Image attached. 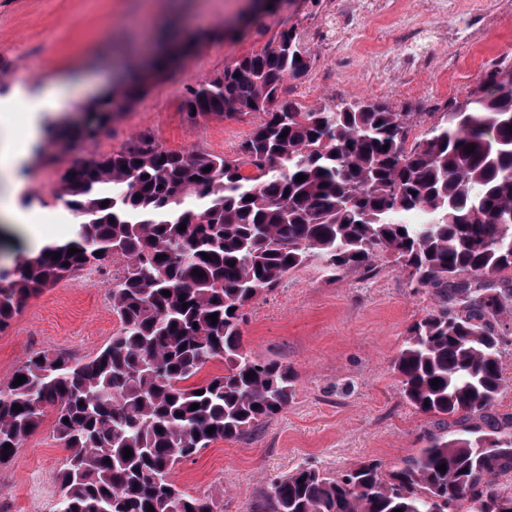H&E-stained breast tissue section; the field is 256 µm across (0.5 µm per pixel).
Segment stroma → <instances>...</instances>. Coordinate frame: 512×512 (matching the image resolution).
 I'll list each match as a JSON object with an SVG mask.
<instances>
[{"label":"stroma","mask_w":512,"mask_h":512,"mask_svg":"<svg viewBox=\"0 0 512 512\" xmlns=\"http://www.w3.org/2000/svg\"><path fill=\"white\" fill-rule=\"evenodd\" d=\"M250 0H0V56L15 64L7 89L35 87L84 56L126 42L121 60L151 44L152 29L172 33L173 61L135 102L92 140L48 142V164H31L16 195L18 206L41 224L48 242L73 237L76 219L55 195L61 176L76 162L128 148L150 132L164 149L200 151L233 160L262 121L251 113L189 119L181 108L187 89L221 75L242 56L260 51L273 36L294 28L309 52V68L284 79L281 99L308 110L338 100H372L413 113L421 136L449 100L463 98L488 69L512 62V14L499 0H481L468 23L480 46L462 40L425 45V68L399 73L377 58L344 47L329 53L321 36L330 30L327 0H284L281 8L253 14ZM381 20L370 37L399 49L410 26L459 28L455 12L432 13L428 0H380ZM249 17L244 34L224 24ZM462 65L459 87L444 78L449 55ZM120 263L81 271L29 298L0 331V384L35 351L94 356L120 327L109 296ZM439 305L432 289H414L396 265L381 260L372 272L349 269L331 276L307 266L245 309L243 342L256 356L288 366L295 390L288 407L254 432L218 440L172 473L191 495L208 493L224 512H247L272 482L309 465L337 473L366 459L401 467L438 430L436 417L410 406L400 393L394 359L409 326ZM67 452L46 416L14 459L0 466V503L9 512H55L56 475Z\"/></svg>","instance_id":"obj_1"}]
</instances>
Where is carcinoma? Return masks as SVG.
I'll return each mask as SVG.
<instances>
[{"instance_id":"1","label":"carcinoma","mask_w":512,"mask_h":512,"mask_svg":"<svg viewBox=\"0 0 512 512\" xmlns=\"http://www.w3.org/2000/svg\"><path fill=\"white\" fill-rule=\"evenodd\" d=\"M287 39L299 42L284 30L187 90L191 119L264 115L238 158L169 152L144 132L63 175L56 197L78 222L70 240L0 266L1 331L43 289L107 258L123 263L110 288L121 323L111 342L90 359L32 353L15 372L26 381L0 386V465L55 414L67 450L57 512H223L211 495L179 490L174 468L266 423L294 389L288 367L243 347L244 308L311 263L335 275L387 257L410 285L442 297L408 328L395 359L403 397L461 429L431 435L389 473L377 460L336 475L298 468L250 512H512V414L494 412L503 388L496 325L512 309V288L486 285L512 271V63L449 101L409 146L413 113L382 102L269 110L283 79L308 68V50L299 59L280 49ZM160 72L133 73L77 135H97ZM188 194L198 209L181 208ZM217 359L223 374L187 384Z\"/></svg>"}]
</instances>
